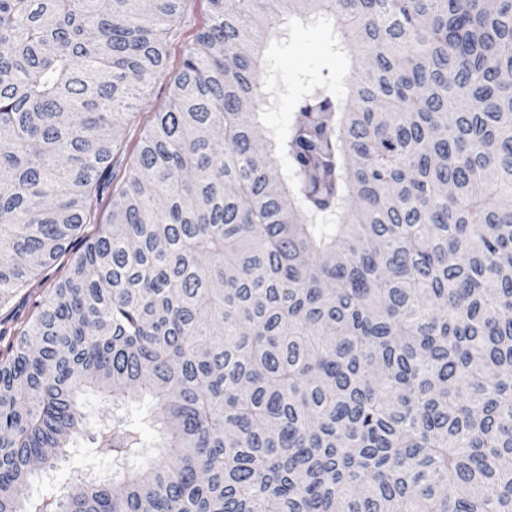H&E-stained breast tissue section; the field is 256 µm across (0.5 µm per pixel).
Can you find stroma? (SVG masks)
Segmentation results:
<instances>
[{
  "mask_svg": "<svg viewBox=\"0 0 512 512\" xmlns=\"http://www.w3.org/2000/svg\"><path fill=\"white\" fill-rule=\"evenodd\" d=\"M209 20L207 0H185L183 10L174 24V32L167 46L163 70L151 78L135 104L137 122L126 131L127 141H135L147 126L154 112L169 103L170 78L177 70L182 51ZM348 75V62L334 47L332 28L325 23L295 27L289 35L272 39L267 53V67L263 92L268 107L263 117L265 127L273 132L286 131L293 119L296 96L293 92L301 80L319 82L330 79L339 85ZM67 260L45 271L32 284V297L19 296L0 308V329L22 321L31 309L33 298L48 296L57 281L64 276ZM84 420L79 431L67 445V455L58 464L56 472H42L31 483L30 490L39 495L60 494L63 486L85 473L108 471L112 468L111 453L100 450L90 441L91 433L113 417H127L139 423L146 445H154L157 425L149 399L113 408L110 400L89 390L82 394Z\"/></svg>",
  "mask_w": 512,
  "mask_h": 512,
  "instance_id": "35a3bbf8",
  "label": "stroma"
}]
</instances>
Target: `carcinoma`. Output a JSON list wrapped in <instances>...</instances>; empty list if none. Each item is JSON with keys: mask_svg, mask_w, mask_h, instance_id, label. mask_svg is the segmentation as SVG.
<instances>
[{"mask_svg": "<svg viewBox=\"0 0 512 512\" xmlns=\"http://www.w3.org/2000/svg\"><path fill=\"white\" fill-rule=\"evenodd\" d=\"M208 2L131 147L184 0H0V306L81 243L0 337V512H512V0ZM318 19L349 79L268 132ZM89 388L152 463L114 418L112 478L27 497ZM334 37L329 24L295 27L285 38L272 37L267 53L263 93L268 107L263 117L265 127L272 132H284L293 119L296 107L295 90L303 79L320 82L329 78L335 89H341L340 79L348 76V61L334 49ZM79 247L80 243L76 242V244L71 248L70 253L64 255L56 266L50 270H46L38 278L32 281L30 289L33 291L34 296H37L38 299H42L49 295L51 289L55 287L57 281L63 277L67 271L69 264L67 260L70 257L71 252L77 250Z\"/></svg>", "mask_w": 512, "mask_h": 512, "instance_id": "cac0c4a2", "label": "carcinoma"}]
</instances>
